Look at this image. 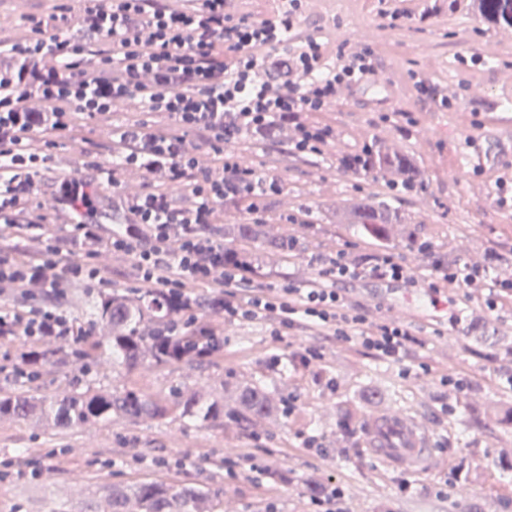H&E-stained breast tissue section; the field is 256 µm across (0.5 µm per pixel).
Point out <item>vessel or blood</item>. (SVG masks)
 Returning <instances> with one entry per match:
<instances>
[{
  "instance_id": "obj_1",
  "label": "vessel or blood",
  "mask_w": 512,
  "mask_h": 512,
  "mask_svg": "<svg viewBox=\"0 0 512 512\" xmlns=\"http://www.w3.org/2000/svg\"><path fill=\"white\" fill-rule=\"evenodd\" d=\"M370 450L397 469H423L432 450L424 428L396 413L379 414L367 423Z\"/></svg>"
}]
</instances>
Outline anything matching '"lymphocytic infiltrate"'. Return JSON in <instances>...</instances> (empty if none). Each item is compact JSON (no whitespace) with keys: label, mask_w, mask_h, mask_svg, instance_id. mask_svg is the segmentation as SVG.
Masks as SVG:
<instances>
[{"label":"lymphocytic infiltrate","mask_w":512,"mask_h":512,"mask_svg":"<svg viewBox=\"0 0 512 512\" xmlns=\"http://www.w3.org/2000/svg\"><path fill=\"white\" fill-rule=\"evenodd\" d=\"M305 14L306 0H282L264 17L236 14L233 0H71L59 13L23 17L25 38L0 40V345L20 336L36 344L92 339L95 327L80 324L65 300L76 285L112 296L98 264L104 252L127 261L141 292L165 306L171 333L196 327L192 288L204 285L227 319L317 330L399 365L421 343L415 328L348 301L340 283L365 274L422 282L433 299L463 290L483 295L491 310L512 300V278L492 280L486 269L438 260L421 272L388 252L369 261L344 251L314 255L311 280L257 287L252 256L217 238L213 226L224 210L259 213L264 197L279 190L276 178L226 153V145H263L290 124L288 153L322 154L338 134L312 113L327 111L342 87L375 71L370 47L341 49L328 61L321 40L302 27ZM91 38L108 42L109 51L93 56ZM121 98L166 115L169 126L113 127L111 166L94 162V178L59 180L54 203L66 221L48 224L30 201L51 149L73 135L77 119L110 121ZM203 148L217 166L199 168ZM133 165L146 190L126 197L121 175ZM99 180L118 191L124 216L107 236L91 209ZM24 233L38 242L34 253L10 246Z\"/></svg>","instance_id":"f902f5d3"}]
</instances>
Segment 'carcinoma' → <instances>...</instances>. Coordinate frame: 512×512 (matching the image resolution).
I'll return each instance as SVG.
<instances>
[{
    "label": "carcinoma",
    "mask_w": 512,
    "mask_h": 512,
    "mask_svg": "<svg viewBox=\"0 0 512 512\" xmlns=\"http://www.w3.org/2000/svg\"><path fill=\"white\" fill-rule=\"evenodd\" d=\"M473 10L489 26L512 27V0H474ZM369 173L384 179L399 177L401 184H417L422 173L414 158L380 145L373 155ZM339 221L371 240L387 243L392 239V226L402 217L389 203L372 198L350 202L340 213ZM224 237L259 244L262 249L288 254V237H271L263 224H226ZM89 314L109 329L104 353L116 362L136 367L144 362L192 363L204 358L194 353L185 356L182 350L202 345L205 337L195 331L179 336H159L157 331L166 322L152 297L138 299L120 297L109 304L94 301ZM237 407L224 410L220 399L183 398L179 395L152 397L133 391H112L94 386L74 390L61 398L47 399L26 394L0 395V416L18 420L38 417L66 430L85 424L109 421L124 416L138 421H163L178 411L183 418L201 423H231L247 430L253 420L278 411L272 398L259 384L244 383L236 389ZM222 492L197 484L170 486L157 481L112 486L108 494L110 512H216Z\"/></svg>",
    "instance_id": "cac0c4a2"
}]
</instances>
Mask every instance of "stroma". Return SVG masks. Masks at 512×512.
Wrapping results in <instances>:
<instances>
[{
    "label": "stroma",
    "instance_id": "1",
    "mask_svg": "<svg viewBox=\"0 0 512 512\" xmlns=\"http://www.w3.org/2000/svg\"><path fill=\"white\" fill-rule=\"evenodd\" d=\"M55 6V0H0V37L23 36L22 16L48 14ZM385 7L416 15L422 2H307L306 27L329 51L372 46L386 76L383 86L354 87L335 107L315 113L316 121L335 125V147L321 156L287 153L290 127L270 147H231L279 179L281 190L265 198L260 217L270 235L297 241L292 259L255 252V284L308 279L307 255L339 250L365 258L387 250L421 267L423 257L402 237L382 246L337 223V209L359 196L388 201L444 263L461 259L488 268L490 277L512 276V206L499 204L496 186L499 177L512 176V137L498 120L503 112L512 116V29L484 24L470 0L426 22L385 29L379 17ZM415 73L447 94L451 108L419 102ZM476 84L486 87V97L470 96ZM394 110L412 112L415 126L404 132L382 122V114ZM369 142L414 156L423 188L400 192L384 179L338 169L337 154ZM472 153L484 154L483 166L463 167L464 155ZM51 154L31 203L55 224L58 214L46 200L59 178L85 175L92 159L108 163L112 138L98 130L85 141L61 142ZM290 215L302 216L304 226L287 223ZM343 288L350 300L382 304L387 315L415 325L424 345L413 365L308 330L284 331L275 343L266 321L228 322L207 307L196 317L215 332L219 348L198 363L114 364L100 353L108 334L101 324L95 347L47 344L51 359L21 382L9 350L0 348L4 393L55 398L88 385L148 394L177 387L188 394L223 392L231 407L233 386L244 380L262 385L285 407L246 432L185 418L133 424L118 416L59 431L2 417L0 461L11 469L0 480V512H54L85 501L101 507L111 485L142 480L219 489L218 512H312L313 479L321 494L341 489L350 512H512V475L499 467L500 460L512 461V390L499 384L512 375V307L491 311L477 299L435 307L422 289L368 277ZM307 346L320 349L319 364L294 360ZM425 363L432 373L422 371ZM380 401L426 429L434 450L426 471L404 473L369 454L364 429Z\"/></svg>",
    "mask_w": 512,
    "mask_h": 512
}]
</instances>
